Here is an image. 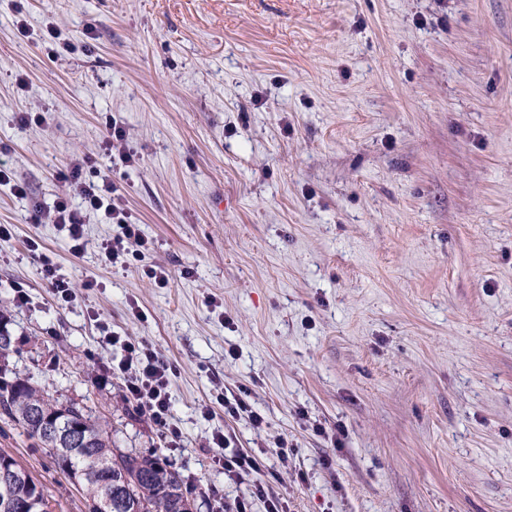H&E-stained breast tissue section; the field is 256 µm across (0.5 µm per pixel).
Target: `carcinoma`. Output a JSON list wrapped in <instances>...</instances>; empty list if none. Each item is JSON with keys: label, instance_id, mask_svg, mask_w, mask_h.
<instances>
[{"label": "carcinoma", "instance_id": "1", "mask_svg": "<svg viewBox=\"0 0 512 512\" xmlns=\"http://www.w3.org/2000/svg\"><path fill=\"white\" fill-rule=\"evenodd\" d=\"M34 402L44 415H28ZM0 418L19 425L40 450L80 487L85 512H193L187 482L157 451L112 447L102 424L73 403L52 400L30 380H0ZM64 432L51 440L48 425ZM0 512H53L44 486L31 473L0 479Z\"/></svg>", "mask_w": 512, "mask_h": 512}]
</instances>
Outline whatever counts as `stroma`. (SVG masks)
I'll return each mask as SVG.
<instances>
[{
	"instance_id": "1",
	"label": "stroma",
	"mask_w": 512,
	"mask_h": 512,
	"mask_svg": "<svg viewBox=\"0 0 512 512\" xmlns=\"http://www.w3.org/2000/svg\"><path fill=\"white\" fill-rule=\"evenodd\" d=\"M49 24L75 52L48 54ZM109 115L138 165L104 156ZM85 156L167 287L105 263L100 216L77 256L35 217ZM0 168L28 192L0 185L7 377L82 403L116 447L161 449L251 512L265 505L252 478L214 467V432L264 450L288 512H512V0H0ZM101 320L171 365L178 447L108 375L121 352ZM220 391L247 392L262 429L225 417ZM0 450L55 512H81L4 419ZM44 276L50 280L58 305L68 306L74 300V292L69 280L57 273V266L47 255H42Z\"/></svg>"
}]
</instances>
